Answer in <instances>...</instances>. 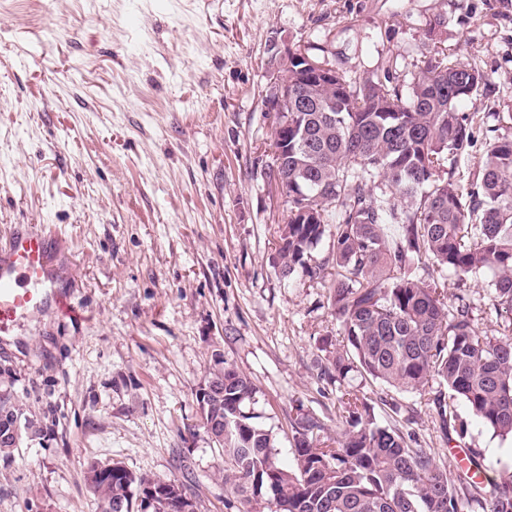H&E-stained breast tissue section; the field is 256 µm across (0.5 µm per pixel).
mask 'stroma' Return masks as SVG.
Wrapping results in <instances>:
<instances>
[{
    "label": "stroma",
    "mask_w": 512,
    "mask_h": 512,
    "mask_svg": "<svg viewBox=\"0 0 512 512\" xmlns=\"http://www.w3.org/2000/svg\"><path fill=\"white\" fill-rule=\"evenodd\" d=\"M486 71L465 100L479 140L512 128V0H0V242L50 229L79 313L43 314L0 345V389L41 422L0 457V512H97L84 471L118 460L189 483L198 512H238L198 429L214 353L248 375L282 461L304 409L336 441L340 392L320 376L339 325L325 288L272 257L288 205L269 177V100L288 51L411 82L431 42ZM479 327L488 288L448 281ZM381 425L462 461L418 394L353 377ZM486 466L512 440L469 419Z\"/></svg>",
    "instance_id": "1"
}]
</instances>
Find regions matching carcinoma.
<instances>
[{"label":"carcinoma","mask_w":512,"mask_h":512,"mask_svg":"<svg viewBox=\"0 0 512 512\" xmlns=\"http://www.w3.org/2000/svg\"><path fill=\"white\" fill-rule=\"evenodd\" d=\"M310 83L300 93L313 103L296 111L288 97L277 123L288 122V150L275 167L288 178V222L273 264L281 277L321 284L339 322L342 347L328 356L321 376L338 383L346 426L336 446H317L321 422L297 412L291 420L293 462L283 464L276 437L247 410L252 381L226 362L209 372L202 429L224 419L213 442L224 457L222 480L240 512H512V467L481 481L479 452L449 469L430 448L394 425L370 418L364 399L346 383L361 376L399 392L428 396L440 432L462 441L465 407L503 439L512 438V136L485 141L469 187L456 174L474 144V117L460 104L489 91L484 71L452 59L438 45L404 87L396 69ZM335 225L329 227L328 212ZM400 234L389 237L385 226ZM332 249L320 262L312 252L325 236ZM433 270L422 278L412 267ZM486 275L495 308L504 314L495 334L478 327L470 304H448L447 275ZM19 424L38 434L26 405L0 391V432ZM92 461L86 485L98 512L152 494L150 512H196L183 483L134 475L120 462L107 472Z\"/></svg>","instance_id":"cac0c4a2"}]
</instances>
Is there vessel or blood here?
Wrapping results in <instances>:
<instances>
[{
    "mask_svg": "<svg viewBox=\"0 0 512 512\" xmlns=\"http://www.w3.org/2000/svg\"><path fill=\"white\" fill-rule=\"evenodd\" d=\"M55 242L45 228L17 224L0 244V334L34 315L70 314L71 296L57 285Z\"/></svg>",
    "mask_w": 512,
    "mask_h": 512,
    "instance_id": "b4317fda",
    "label": "vessel or blood"
}]
</instances>
